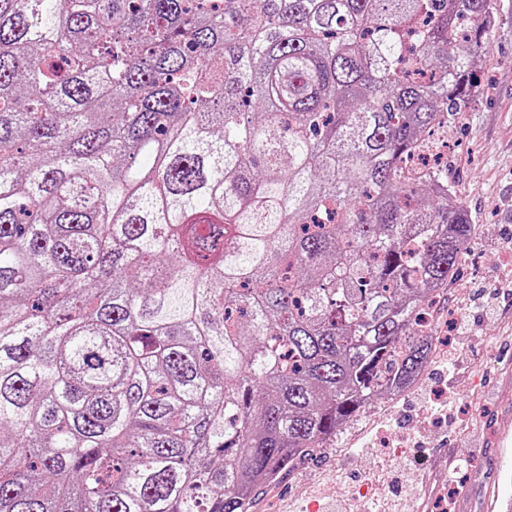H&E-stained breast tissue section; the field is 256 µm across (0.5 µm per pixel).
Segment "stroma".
<instances>
[{
    "label": "stroma",
    "mask_w": 512,
    "mask_h": 512,
    "mask_svg": "<svg viewBox=\"0 0 512 512\" xmlns=\"http://www.w3.org/2000/svg\"><path fill=\"white\" fill-rule=\"evenodd\" d=\"M487 41L476 107L450 119L436 138L448 159L452 198L475 226L448 297L433 314L441 346L413 389L363 411L331 445L261 488L250 512H276L286 490L294 512H307L314 496L342 501L345 512H366L392 488L408 498L416 471L443 436L466 463L490 470L475 440L489 434L482 411L512 416L490 394L498 357L512 344V301L489 313L475 299L512 287V0H496Z\"/></svg>",
    "instance_id": "1"
}]
</instances>
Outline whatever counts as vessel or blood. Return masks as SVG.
<instances>
[{
	"instance_id": "obj_1",
	"label": "vessel or blood",
	"mask_w": 512,
	"mask_h": 512,
	"mask_svg": "<svg viewBox=\"0 0 512 512\" xmlns=\"http://www.w3.org/2000/svg\"><path fill=\"white\" fill-rule=\"evenodd\" d=\"M493 446L499 455L493 474L483 479L478 471H469V481L452 505L454 512H512V424L497 427ZM459 470V458L447 440H438L427 465L415 477L409 512H432L449 476Z\"/></svg>"
}]
</instances>
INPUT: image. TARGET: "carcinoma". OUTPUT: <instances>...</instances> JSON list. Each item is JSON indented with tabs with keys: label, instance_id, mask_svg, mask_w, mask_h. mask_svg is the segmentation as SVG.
Masks as SVG:
<instances>
[{
	"label": "carcinoma",
	"instance_id": "cac0c4a2",
	"mask_svg": "<svg viewBox=\"0 0 512 512\" xmlns=\"http://www.w3.org/2000/svg\"><path fill=\"white\" fill-rule=\"evenodd\" d=\"M494 10L0 0V512H249L428 367Z\"/></svg>",
	"mask_w": 512,
	"mask_h": 512
}]
</instances>
